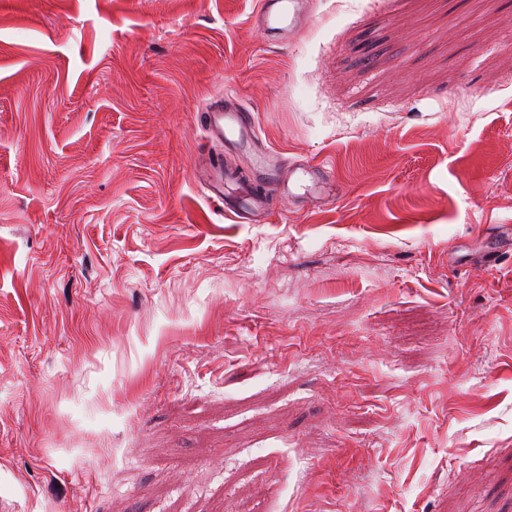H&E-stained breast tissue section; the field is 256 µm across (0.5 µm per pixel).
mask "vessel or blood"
Masks as SVG:
<instances>
[{
    "label": "vessel or blood",
    "instance_id": "1",
    "mask_svg": "<svg viewBox=\"0 0 512 512\" xmlns=\"http://www.w3.org/2000/svg\"><path fill=\"white\" fill-rule=\"evenodd\" d=\"M305 0H259L254 15L257 28L272 38H284L301 34L305 28V15L302 6ZM205 126L211 137L224 140L236 149L252 153L258 173L266 181L276 186L282 198H295L299 194L309 195L312 202L323 205L336 196V181L324 166L301 167V176L295 180L280 178L281 160L271 149L266 147L253 123L249 110L241 103L229 105L210 103L206 110ZM207 189L214 202L223 204L224 212L235 222L241 223L262 209L265 200L262 195L247 192L238 203L229 204L224 200L223 167L213 164L212 175Z\"/></svg>",
    "mask_w": 512,
    "mask_h": 512
}]
</instances>
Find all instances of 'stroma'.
I'll use <instances>...</instances> for the list:
<instances>
[{
  "mask_svg": "<svg viewBox=\"0 0 512 512\" xmlns=\"http://www.w3.org/2000/svg\"><path fill=\"white\" fill-rule=\"evenodd\" d=\"M255 10L0 0V512H512V0ZM308 0H260L254 24L268 37L286 38L299 35L305 28L302 5ZM222 99L210 103L206 112L205 126L211 137L224 140V143L252 153L257 172L268 182H273L276 191L284 199L307 196L311 202L323 205L336 197V181L322 165L302 166V178L293 181L281 179L279 171L281 160L271 149L266 147L255 124L251 120L250 110L241 103L230 105L217 104ZM302 189L303 193L298 191ZM207 190L211 195L208 197L217 203H224V213L230 216L235 222L241 223L250 220L255 212L265 205L264 197L258 193L247 191L246 198L235 204L226 203L223 191V167L217 162L212 165V175L207 183Z\"/></svg>",
  "mask_w": 512,
  "mask_h": 512,
  "instance_id": "stroma-1",
  "label": "stroma"
}]
</instances>
